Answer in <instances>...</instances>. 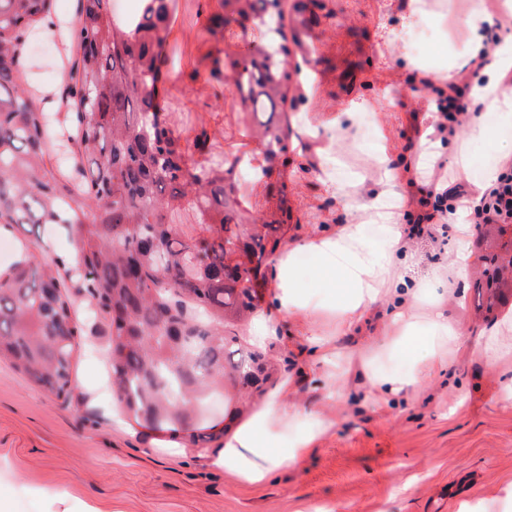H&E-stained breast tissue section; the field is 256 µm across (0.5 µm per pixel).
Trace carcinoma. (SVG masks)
Segmentation results:
<instances>
[{
	"instance_id": "carcinoma-1",
	"label": "carcinoma",
	"mask_w": 512,
	"mask_h": 512,
	"mask_svg": "<svg viewBox=\"0 0 512 512\" xmlns=\"http://www.w3.org/2000/svg\"><path fill=\"white\" fill-rule=\"evenodd\" d=\"M241 35L267 37L257 59L210 57L209 78L260 101L241 136L258 141L256 181L288 164V119L279 118L290 74L281 0H224ZM50 0H0V224H75L74 259L33 255L0 270V358L58 397L71 382L82 327L62 266L107 321L112 390L138 424L197 444L202 405L216 390L258 389L261 353L234 327L256 310L264 269L283 244L285 193L255 216L235 167L245 143L211 153L206 127L171 125L159 84L167 60L170 0H140L119 23L109 0H76L64 83L48 92L20 82L16 50ZM186 210L194 224L168 213Z\"/></svg>"
}]
</instances>
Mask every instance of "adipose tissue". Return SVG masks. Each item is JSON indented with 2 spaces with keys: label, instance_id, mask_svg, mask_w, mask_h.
<instances>
[{
  "label": "adipose tissue",
  "instance_id": "adipose-tissue-1",
  "mask_svg": "<svg viewBox=\"0 0 512 512\" xmlns=\"http://www.w3.org/2000/svg\"><path fill=\"white\" fill-rule=\"evenodd\" d=\"M374 201L352 206L349 223L311 234L288 246L274 264L270 311L252 320L256 339L284 335L288 320L308 318L319 310L335 312L339 329L356 334L374 323L383 343L381 353L397 354L409 364L406 372L384 373L368 366L362 374L366 400L378 406L412 400L423 385L448 375V348L461 344V330L450 321L442 296L426 293L429 282L439 280L441 265L425 274L413 272L412 253L402 224L387 225L386 248L381 254L364 243V228L357 215L374 208ZM313 254L318 264L322 295L311 299L301 288L297 257ZM512 313L491 327L475 355L490 368L500 369L502 391L512 398ZM300 342L312 368L346 383L348 373L338 361L332 337L307 330ZM299 413V403L285 391L268 395L262 406L212 453L213 465L246 487L264 484L278 471L300 463L317 437L332 424L322 417L299 435H289L288 425Z\"/></svg>",
  "mask_w": 512,
  "mask_h": 512
}]
</instances>
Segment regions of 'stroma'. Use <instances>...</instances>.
<instances>
[{
	"instance_id": "1",
	"label": "stroma",
	"mask_w": 512,
	"mask_h": 512,
	"mask_svg": "<svg viewBox=\"0 0 512 512\" xmlns=\"http://www.w3.org/2000/svg\"><path fill=\"white\" fill-rule=\"evenodd\" d=\"M319 22L305 31L300 18L288 23L309 53L293 50L288 64L311 75L288 83L285 112L288 166L270 184L252 193L256 214L274 210L277 185H285L292 218L286 243L318 229L344 223L353 191L376 190L383 177L380 154L409 157L412 173H401L393 196L400 212L417 210L418 192L430 183L463 184L512 157V121L497 122L496 135L481 142L466 134L444 148L424 135L420 116L425 96L410 89L414 71L400 43L378 36L380 26L404 30L408 0H319ZM437 26L429 67L465 57L470 32L463 20L472 0H420ZM168 58L162 89L171 121L205 124L209 130L237 132L242 109L235 86L208 80L209 55L240 54L223 30H210L212 18L227 15L224 0H172ZM62 41L35 33L27 48L22 82L56 87V61ZM365 98L381 117L373 137L348 141L344 128L322 131L317 141L303 138L305 123L336 115L349 99ZM328 148L337 162L333 185L311 171L313 146ZM364 178L360 187L346 181L348 170ZM464 250L468 270L458 285L463 305L449 304L448 317L463 334L464 354L452 363L451 386L425 385L409 403L389 409L342 395L326 397L313 372L304 370L299 346L276 339L261 343L278 368V386L301 394L305 411L331 416L307 457L272 476L256 489L214 469L210 457L225 436L184 446L180 437L134 424L112 395L106 339L75 340L71 394L63 399L27 380L0 360V498L14 512H60V499L72 494L102 512H458L461 501L493 497L512 483V401L498 397L499 370L468 352L481 332L512 308V279L499 283L506 297L490 304L482 257L512 250V226L478 224L457 239L452 227L414 239L420 265L436 263Z\"/></svg>"
}]
</instances>
